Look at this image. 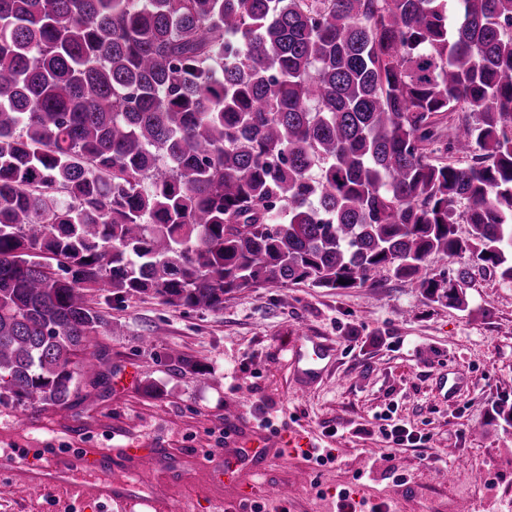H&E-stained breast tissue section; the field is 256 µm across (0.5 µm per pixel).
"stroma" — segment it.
<instances>
[{
    "label": "stroma",
    "mask_w": 512,
    "mask_h": 512,
    "mask_svg": "<svg viewBox=\"0 0 512 512\" xmlns=\"http://www.w3.org/2000/svg\"><path fill=\"white\" fill-rule=\"evenodd\" d=\"M86 297L112 321L93 339L108 383L80 384L64 406L0 404V452L167 448L177 480L148 458L133 475L113 469L112 482L214 512L238 492L214 483L199 457L242 440L266 414L280 445L302 433L338 456L318 467L295 449L270 463L264 480L285 488L291 512H334L337 489L355 484L395 512H512V425L496 414L512 409V285L498 277L477 278L463 311L428 304L415 283L385 274L365 288H245L226 295L220 311L154 296L109 307L95 288ZM298 330L335 349L305 395L285 351ZM185 357L198 371H184ZM388 409L430 437L397 450L401 482L386 472L387 445L375 428ZM430 455L436 464H426ZM117 510L101 500L66 505L50 490L25 493L0 470V512Z\"/></svg>",
    "instance_id": "1"
}]
</instances>
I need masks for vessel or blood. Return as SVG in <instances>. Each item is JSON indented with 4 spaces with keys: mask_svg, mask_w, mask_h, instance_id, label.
Wrapping results in <instances>:
<instances>
[{
    "mask_svg": "<svg viewBox=\"0 0 512 512\" xmlns=\"http://www.w3.org/2000/svg\"><path fill=\"white\" fill-rule=\"evenodd\" d=\"M288 354L303 365L307 375L314 376L320 373L324 361L334 357L335 350L330 343L300 334L289 344ZM279 453V447L270 436L262 434L257 447L225 449L215 454L213 460L204 461L203 466L213 478L224 480L237 489L249 490L254 486V477L263 475ZM145 457L137 448H83L48 456L39 466L31 467L20 455L7 452L0 455V466L12 470L18 483L32 491L67 489L77 484L84 495L118 501L124 512H190L189 503L175 506L162 495L143 497L133 486L115 487L102 482V475L113 466L132 470L141 466Z\"/></svg>",
    "mask_w": 512,
    "mask_h": 512,
    "instance_id": "b4317fda",
    "label": "vessel or blood"
}]
</instances>
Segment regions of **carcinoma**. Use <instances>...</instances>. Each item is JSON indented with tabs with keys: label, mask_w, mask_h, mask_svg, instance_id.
<instances>
[{
	"label": "carcinoma",
	"mask_w": 512,
	"mask_h": 512,
	"mask_svg": "<svg viewBox=\"0 0 512 512\" xmlns=\"http://www.w3.org/2000/svg\"><path fill=\"white\" fill-rule=\"evenodd\" d=\"M486 271L512 0H0V404L106 383L88 288L219 311L386 272L461 309Z\"/></svg>",
	"instance_id": "obj_1"
}]
</instances>
